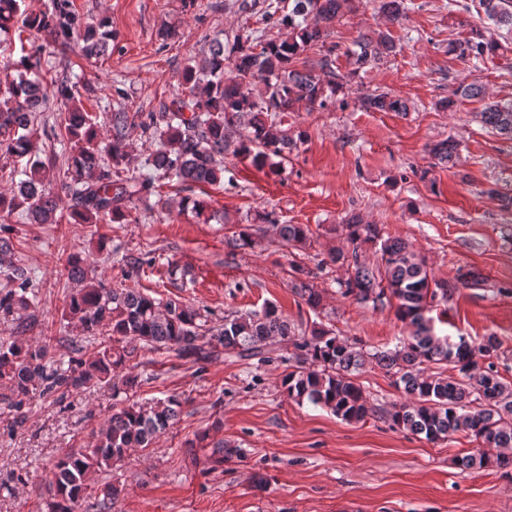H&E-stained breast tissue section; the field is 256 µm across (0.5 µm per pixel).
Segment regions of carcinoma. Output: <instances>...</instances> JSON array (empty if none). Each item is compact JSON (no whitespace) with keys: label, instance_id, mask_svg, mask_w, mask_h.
Instances as JSON below:
<instances>
[{"label":"carcinoma","instance_id":"1","mask_svg":"<svg viewBox=\"0 0 512 512\" xmlns=\"http://www.w3.org/2000/svg\"><path fill=\"white\" fill-rule=\"evenodd\" d=\"M283 2L268 0L260 13L263 28L237 33L231 41L213 38L206 53L182 71L181 91L157 112L131 114L120 104L102 123L85 107L79 83L67 76L52 81L53 94L61 104L54 138L61 154L67 155L65 168L58 170L56 158L40 159L34 139V116L47 102L38 55L75 38L82 42V55L96 63L108 53L112 28L104 19L82 25L74 0H50L39 13L27 10L25 0H0V33L7 34L9 42L17 40L23 48L35 33L45 39L32 47L33 53L11 62L16 76L0 85V154L19 165L10 172L11 177H19L16 189L9 195L0 193V221L21 210L31 224H57L62 193L70 196L75 224L130 222L137 204L153 196L157 197L154 206L162 211L190 212L205 222L224 221L207 201L188 195L165 198L162 187L182 191L223 184L224 156L229 153L250 157L260 168H275L304 137L303 132L288 128L284 113L300 103L322 110L336 105V93L347 79L334 67L336 43L327 39L336 18L356 8L355 0H290L288 10ZM479 7L484 17L470 35L448 41L449 54L475 67L512 50L484 26L488 20L497 29L511 32L512 0H479ZM379 10L399 21L407 17L410 7L405 0H380ZM269 27L284 29L287 36L272 38L267 34ZM355 46L351 55L358 70L396 51L391 35L371 30L360 34ZM314 47L321 57L298 65L300 56ZM256 82L263 85L259 95L244 92ZM479 96H484L481 86L462 81L437 106L451 111L460 100ZM358 105L365 112H408L404 98L379 90L361 94ZM479 117L485 126L512 136V101L488 102ZM136 127L155 142L140 170L131 167ZM457 151L452 139L430 148L437 164L446 167L454 164ZM343 230L348 249L338 248L330 255L331 262L346 267L345 278L338 281L341 293L375 308L397 301L395 315L412 331L395 349L368 350L357 340L349 342L323 328L296 340L291 325L273 307L261 314L226 315L224 324L212 329L200 310L179 299L156 298L129 285L111 288L97 278L86 259L70 255L65 271L75 288L63 317L90 336L108 332L109 343L90 359L55 363L46 343L0 342V381L9 390L3 401L19 410L37 388L43 395L63 397L108 384L116 394L127 393L137 385V377L112 382L114 374L133 358L131 351L114 347L126 339L156 350L173 347L180 357L199 363L220 347L241 356L258 355L267 342L280 338L299 351L301 366L282 379V387L295 401L325 407L347 422L377 414L355 379V373L371 362L392 374L395 387L408 398L386 413L392 425L430 442L457 433L472 438L483 449L461 457L466 469L507 465L505 455L487 449L512 448V385L499 378L493 363H479L497 351V337L486 336L476 345L463 336L451 342L436 335L427 313L437 298H448V286L430 279L424 260L407 242L382 238L378 225L352 214ZM278 233L288 245L302 247L309 229L304 224H278ZM225 244L235 251L252 246L254 239L243 229L226 238ZM377 244L381 261L368 266L362 261L363 247ZM12 253L11 239L1 236L0 278L5 283L0 286V315L29 328L34 324L31 308L36 292L27 270L11 260ZM294 290L310 308L321 305L320 293L309 282L298 280ZM435 365H448L454 373L436 371ZM179 407V399L171 395L113 413L93 447L72 449L55 464L46 512L108 508L120 489L107 483L101 489L103 498H95L92 475L120 460L130 448L149 447L166 432Z\"/></svg>","mask_w":512,"mask_h":512}]
</instances>
